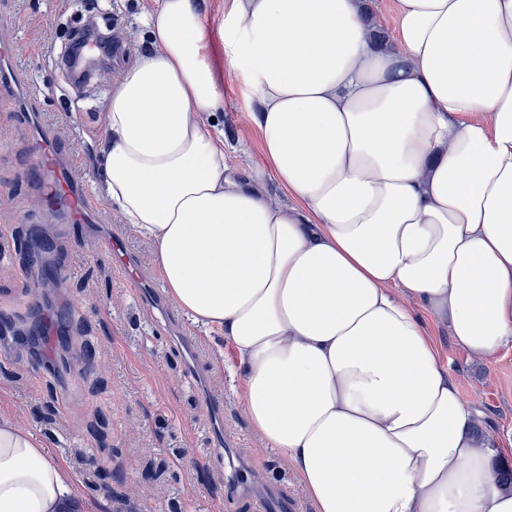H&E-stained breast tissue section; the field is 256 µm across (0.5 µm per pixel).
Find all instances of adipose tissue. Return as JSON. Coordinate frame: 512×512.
Returning a JSON list of instances; mask_svg holds the SVG:
<instances>
[{"mask_svg": "<svg viewBox=\"0 0 512 512\" xmlns=\"http://www.w3.org/2000/svg\"><path fill=\"white\" fill-rule=\"evenodd\" d=\"M227 0L265 162L227 175L192 0L106 100L101 180L172 299L232 346L252 425L317 512H512L419 307L489 362L512 344V0ZM277 181L293 199L273 203ZM41 441L0 419V512H65ZM372 15L379 30L384 31L389 38L397 27V15L393 0H372Z\"/></svg>", "mask_w": 512, "mask_h": 512, "instance_id": "adipose-tissue-1", "label": "adipose tissue"}]
</instances>
